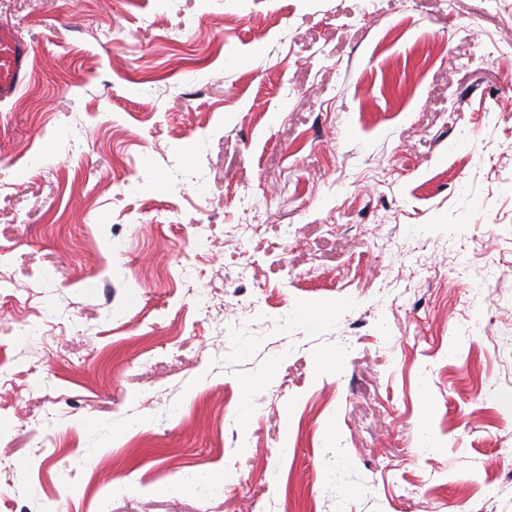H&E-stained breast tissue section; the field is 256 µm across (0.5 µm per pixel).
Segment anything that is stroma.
I'll list each match as a JSON object with an SVG mask.
<instances>
[{
    "label": "stroma",
    "mask_w": 512,
    "mask_h": 512,
    "mask_svg": "<svg viewBox=\"0 0 512 512\" xmlns=\"http://www.w3.org/2000/svg\"><path fill=\"white\" fill-rule=\"evenodd\" d=\"M0 25V512H512V0ZM30 55L29 46L20 41L14 32L0 28V99L11 97L26 77Z\"/></svg>",
    "instance_id": "obj_1"
}]
</instances>
